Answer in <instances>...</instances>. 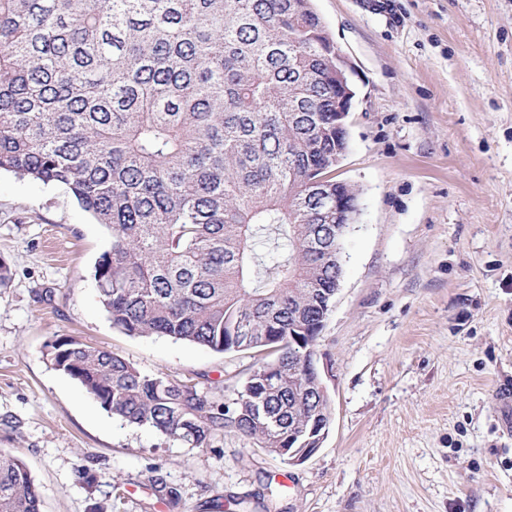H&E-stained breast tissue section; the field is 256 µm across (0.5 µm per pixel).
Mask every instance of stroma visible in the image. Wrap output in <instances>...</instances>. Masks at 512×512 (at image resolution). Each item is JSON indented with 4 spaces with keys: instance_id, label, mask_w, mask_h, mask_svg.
I'll list each match as a JSON object with an SVG mask.
<instances>
[{
    "instance_id": "obj_1",
    "label": "stroma",
    "mask_w": 512,
    "mask_h": 512,
    "mask_svg": "<svg viewBox=\"0 0 512 512\" xmlns=\"http://www.w3.org/2000/svg\"><path fill=\"white\" fill-rule=\"evenodd\" d=\"M314 5L353 70L334 177L360 203L316 349L327 437L290 464L232 433L194 448L113 419L47 342L228 403L251 358L114 328L93 277L107 230L63 187L2 172L0 451L41 512H512V0Z\"/></svg>"
}]
</instances>
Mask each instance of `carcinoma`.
<instances>
[{
  "instance_id": "carcinoma-1",
  "label": "carcinoma",
  "mask_w": 512,
  "mask_h": 512,
  "mask_svg": "<svg viewBox=\"0 0 512 512\" xmlns=\"http://www.w3.org/2000/svg\"><path fill=\"white\" fill-rule=\"evenodd\" d=\"M312 0H0V172L65 187L112 235L94 266L128 336L252 352L232 403L59 337L55 369L113 418L194 447L233 432L282 459L311 412L296 356L334 290L336 212L311 193L336 151ZM307 325L302 333L297 320ZM0 512H40L0 451Z\"/></svg>"
}]
</instances>
